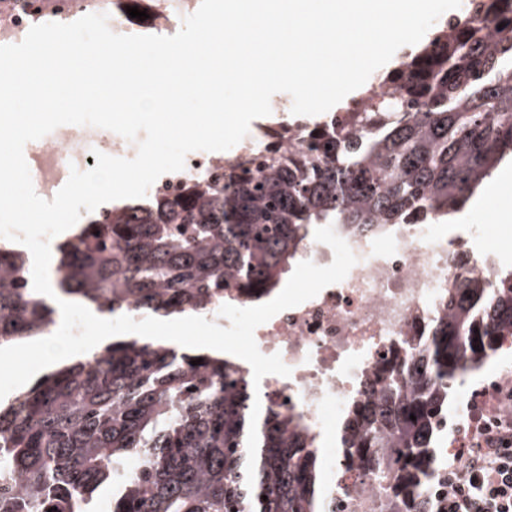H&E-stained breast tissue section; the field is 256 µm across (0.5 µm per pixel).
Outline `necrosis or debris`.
Instances as JSON below:
<instances>
[{
	"label": "necrosis or debris",
	"mask_w": 512,
	"mask_h": 512,
	"mask_svg": "<svg viewBox=\"0 0 512 512\" xmlns=\"http://www.w3.org/2000/svg\"><path fill=\"white\" fill-rule=\"evenodd\" d=\"M201 0H0V45L21 42L32 25L71 23L84 15L104 13L109 28L118 34L171 36L180 31L186 16ZM138 7L146 20L130 17ZM297 128L267 125L251 127L231 152L194 151L185 167L160 176L149 196L171 197L201 183L222 186L228 156L254 157L265 147L297 146ZM131 158L135 143L104 129L60 127L41 140L28 159L31 178L39 194L53 199L69 178L71 169L87 170L94 152ZM481 227L466 226L448 233L417 215L397 234L374 237L347 236L356 264L339 283L316 297L274 315L254 332L261 353L280 354L290 376H265L259 385L261 407H279L284 413L302 415L315 443L313 451L323 464L325 501L337 504L336 512H375L381 499L374 476L357 477L344 471L339 428L353 402L376 403L379 388H366L386 355L404 354L422 344L434 321L445 316L443 292L461 276L484 277L494 255L469 245ZM512 372L501 371L479 394L458 388L456 408L439 422L442 437L468 441L487 425L491 412L486 398L512 410Z\"/></svg>",
	"instance_id": "4bbe7bcc"
}]
</instances>
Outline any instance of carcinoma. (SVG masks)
Returning a JSON list of instances; mask_svg holds the SVG:
<instances>
[{"mask_svg":"<svg viewBox=\"0 0 512 512\" xmlns=\"http://www.w3.org/2000/svg\"><path fill=\"white\" fill-rule=\"evenodd\" d=\"M382 85L393 96L378 97ZM362 96L347 124L331 113L304 124L306 143L269 150L253 169L229 164L220 188L90 215L61 245L54 292L100 315L129 301L199 312L218 288L254 303L303 259L315 224L362 235L417 210L458 211L512 156V0H470ZM28 263L0 249V347L54 322ZM442 303L415 376L404 380L407 358L384 359L379 405L346 414L348 467L381 482V512H411L443 464L438 413L512 336V266L460 282ZM252 396L232 359L116 338L0 404V470L21 479L0 491V512H96L105 485L108 512H327L310 427L273 408L260 412L247 485Z\"/></svg>","mask_w":512,"mask_h":512,"instance_id":"obj_1","label":"carcinoma"}]
</instances>
